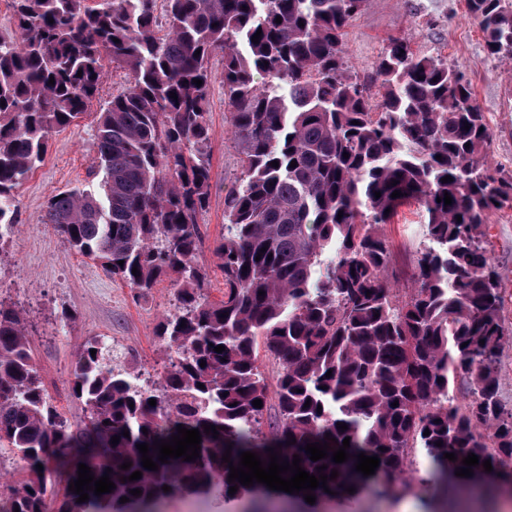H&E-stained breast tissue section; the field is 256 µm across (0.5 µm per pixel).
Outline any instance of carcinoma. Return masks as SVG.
<instances>
[{"instance_id":"carcinoma-1","label":"carcinoma","mask_w":512,"mask_h":512,"mask_svg":"<svg viewBox=\"0 0 512 512\" xmlns=\"http://www.w3.org/2000/svg\"><path fill=\"white\" fill-rule=\"evenodd\" d=\"M367 4L12 0L17 36L0 35V243L16 224V189L116 64L128 86L98 116V188L51 194L44 223L140 296L170 278L178 306L157 327L169 362L155 388L106 367L105 345H84L70 383L89 416L73 430L37 373L20 312L0 302V451L16 453L26 470L0 512H49L55 500L56 512H149L151 502L177 494L208 495L227 512L286 495L228 481L240 453L267 461L270 448L289 463L299 455L317 477L322 465L327 475L338 471L327 480L330 492L312 491L315 503L295 495L303 512L351 497L348 487L390 495L416 450L431 465L426 512H447L450 487L464 495L482 482L512 496V409L498 398V364L512 333L485 247L488 215L512 204V180L488 163L484 112L446 61L389 40L375 72L381 100L371 102L342 56L345 30ZM468 8L487 55L511 59L512 0H468ZM217 55L239 174L224 195V237L214 248L224 297L211 302L197 255L210 195ZM447 194L452 204L437 201ZM410 203L423 212L426 244L413 288L400 299L383 226ZM218 345L225 351L215 352ZM266 359L275 366L270 377ZM459 381L471 393L464 404ZM180 424L201 431L200 457L161 463L151 448L158 470L145 469L137 445L170 440ZM206 425L219 436L204 433ZM347 437L350 457L337 464L331 454ZM326 442L329 457L310 460L305 446ZM361 452L380 459L367 477L355 471ZM470 453L479 457L472 476L455 475ZM126 462L131 467L121 469ZM80 463L116 488L91 491L82 503L67 486L59 493L58 468L69 484ZM135 471L140 479L122 481ZM136 488L141 495L131 494Z\"/></svg>"}]
</instances>
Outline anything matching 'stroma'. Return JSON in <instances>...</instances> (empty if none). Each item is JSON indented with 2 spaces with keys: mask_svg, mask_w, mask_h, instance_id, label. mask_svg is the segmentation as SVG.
I'll use <instances>...</instances> for the list:
<instances>
[{
  "mask_svg": "<svg viewBox=\"0 0 512 512\" xmlns=\"http://www.w3.org/2000/svg\"><path fill=\"white\" fill-rule=\"evenodd\" d=\"M392 38L410 43L417 55L446 60L471 82L492 131L487 160L512 179V59L488 57L484 34L466 0H368L366 10L346 29L343 51L349 73L368 83L375 99L380 96L373 83L375 66ZM223 66L218 57L211 62L212 169L208 207L199 217L204 238L197 256L209 277L206 294L215 302L224 293V274L213 247L224 236V194L238 173L224 104ZM126 86L123 69L113 64L105 68L99 93L85 115L52 137L43 163L16 190L17 222L0 244V301L20 311L36 369L74 428L86 422L88 410L72 395L69 371L87 341L105 342L112 349L113 364L143 381L155 379L167 360L156 330L175 302L173 282L161 278L147 296L135 297L99 264L70 250L43 221L50 194L99 183L93 146L97 115ZM421 224L420 210L412 203L384 227L401 270L396 283L401 295L412 286L416 252L424 243ZM487 224L488 257L502 274L504 326L511 331L512 208L491 213Z\"/></svg>",
  "mask_w": 512,
  "mask_h": 512,
  "instance_id": "35a3bbf8",
  "label": "stroma"
}]
</instances>
